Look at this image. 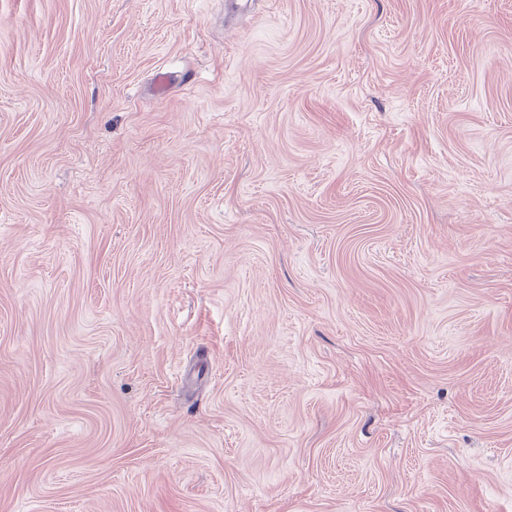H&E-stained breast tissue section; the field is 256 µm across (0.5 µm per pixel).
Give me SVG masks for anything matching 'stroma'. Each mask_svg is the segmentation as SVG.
<instances>
[{
	"mask_svg": "<svg viewBox=\"0 0 512 512\" xmlns=\"http://www.w3.org/2000/svg\"><path fill=\"white\" fill-rule=\"evenodd\" d=\"M0 512H512V0H0Z\"/></svg>",
	"mask_w": 512,
	"mask_h": 512,
	"instance_id": "obj_1",
	"label": "stroma"
}]
</instances>
